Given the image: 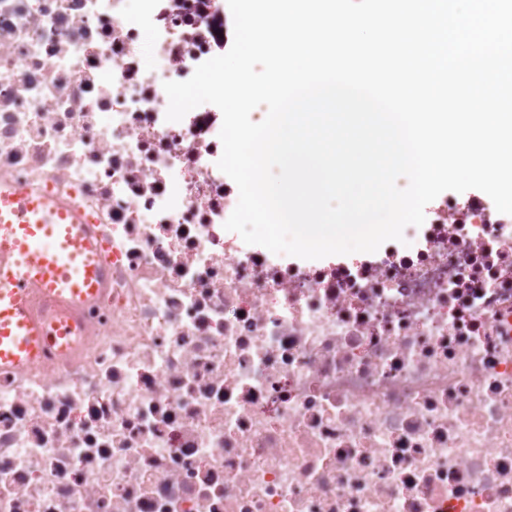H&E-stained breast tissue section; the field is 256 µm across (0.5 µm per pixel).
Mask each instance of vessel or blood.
<instances>
[{
    "mask_svg": "<svg viewBox=\"0 0 512 512\" xmlns=\"http://www.w3.org/2000/svg\"><path fill=\"white\" fill-rule=\"evenodd\" d=\"M102 277L97 237L80 211L28 188L0 185V368L68 348L81 328L57 316Z\"/></svg>",
    "mask_w": 512,
    "mask_h": 512,
    "instance_id": "obj_1",
    "label": "vessel or blood"
}]
</instances>
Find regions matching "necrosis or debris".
I'll list each match as a JSON object with an SVG mask.
<instances>
[{
	"instance_id": "1",
	"label": "necrosis or debris",
	"mask_w": 512,
	"mask_h": 512,
	"mask_svg": "<svg viewBox=\"0 0 512 512\" xmlns=\"http://www.w3.org/2000/svg\"><path fill=\"white\" fill-rule=\"evenodd\" d=\"M228 41L224 0H0V183L93 215L108 268L67 351L0 370V512H512V215L244 243L221 111L163 88Z\"/></svg>"
}]
</instances>
